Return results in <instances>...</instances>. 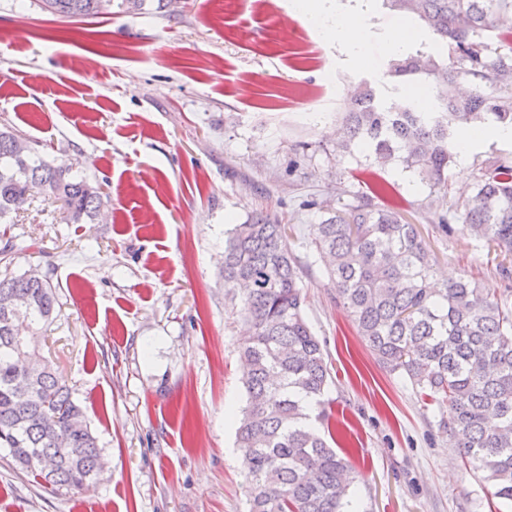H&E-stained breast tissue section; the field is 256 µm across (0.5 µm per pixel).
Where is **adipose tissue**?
Masks as SVG:
<instances>
[{
  "label": "adipose tissue",
  "mask_w": 512,
  "mask_h": 512,
  "mask_svg": "<svg viewBox=\"0 0 512 512\" xmlns=\"http://www.w3.org/2000/svg\"><path fill=\"white\" fill-rule=\"evenodd\" d=\"M373 0H352L348 10H341L335 0H296V8L304 14L321 38L341 45L348 60L359 61L366 55L367 43L377 39L387 57L400 58L416 46L428 43L426 34H407L400 29L373 32L367 19Z\"/></svg>",
  "instance_id": "obj_1"
}]
</instances>
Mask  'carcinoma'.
Wrapping results in <instances>:
<instances>
[{
  "label": "carcinoma",
  "instance_id": "obj_1",
  "mask_svg": "<svg viewBox=\"0 0 512 512\" xmlns=\"http://www.w3.org/2000/svg\"><path fill=\"white\" fill-rule=\"evenodd\" d=\"M113 0H44L62 17L109 14ZM421 20L446 56L417 52L393 64L408 83L430 85L433 112L412 101L382 108L364 85L342 117L336 154L359 145L375 161H399L430 189L448 186L454 128L512 125V0H386ZM18 135L0 130V220L32 189L63 202L71 224H90L101 192L72 168L37 154H17ZM386 187L355 195L342 208L308 200L324 211L309 244L329 260L336 302L383 367L410 382L421 401L442 410L440 426L461 448L462 461L493 495L512 503V304L491 298L461 277L434 279V257L417 225L379 205ZM448 234L461 224L497 255L512 257V158L479 167L477 192L434 213ZM305 264L288 246L287 227L255 213L231 229L224 247V285L241 286L238 313L250 323L241 350L248 404L236 429L250 512H353L355 470L349 453L332 448L315 413L331 379L320 342L303 311ZM49 279L0 276V448L37 481L56 491L95 483L102 458L68 386L47 363L26 374L24 345L39 341L55 310ZM31 325L27 338L14 322Z\"/></svg>",
  "mask_w": 512,
  "mask_h": 512
}]
</instances>
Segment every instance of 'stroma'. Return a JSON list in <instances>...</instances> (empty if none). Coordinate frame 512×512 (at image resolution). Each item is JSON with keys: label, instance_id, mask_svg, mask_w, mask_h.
Returning a JSON list of instances; mask_svg holds the SVG:
<instances>
[{"label": "stroma", "instance_id": "stroma-1", "mask_svg": "<svg viewBox=\"0 0 512 512\" xmlns=\"http://www.w3.org/2000/svg\"><path fill=\"white\" fill-rule=\"evenodd\" d=\"M293 0H149L146 8L64 18L43 0H0V128L102 188L93 223L70 224L31 195L0 224V274L48 277L55 320L40 356L70 386L105 463L97 482L58 493L0 448V512H248L253 489L235 444L247 401L245 322L225 297L224 242L264 212L293 230L310 265L305 316L332 383L330 427L347 431L358 512H512L439 428L410 384L380 367L306 248L320 214L378 182L382 205L418 225L442 280L507 286L495 253L436 208L475 194L478 168L512 157L481 141L466 175L433 192L392 164L337 156L341 114L370 85L382 105L412 97L379 44L345 61ZM288 27L291 42L272 45Z\"/></svg>", "mask_w": 512, "mask_h": 512}]
</instances>
